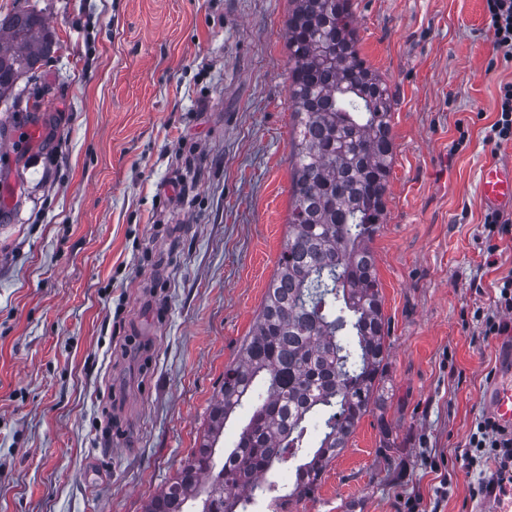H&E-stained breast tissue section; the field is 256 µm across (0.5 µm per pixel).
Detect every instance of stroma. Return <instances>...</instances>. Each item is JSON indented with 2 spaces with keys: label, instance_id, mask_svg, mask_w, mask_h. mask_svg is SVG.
Instances as JSON below:
<instances>
[{
  "label": "stroma",
  "instance_id": "obj_1",
  "mask_svg": "<svg viewBox=\"0 0 512 512\" xmlns=\"http://www.w3.org/2000/svg\"><path fill=\"white\" fill-rule=\"evenodd\" d=\"M352 3L393 94L372 243L393 396L292 510L512 512V494L472 499L456 459L505 342L468 315L512 275V237L484 264L477 190L512 161L484 142L512 66L485 0ZM27 4L55 46L0 102L18 138L0 155V512H143L198 444L287 239L291 3Z\"/></svg>",
  "mask_w": 512,
  "mask_h": 512
}]
</instances>
